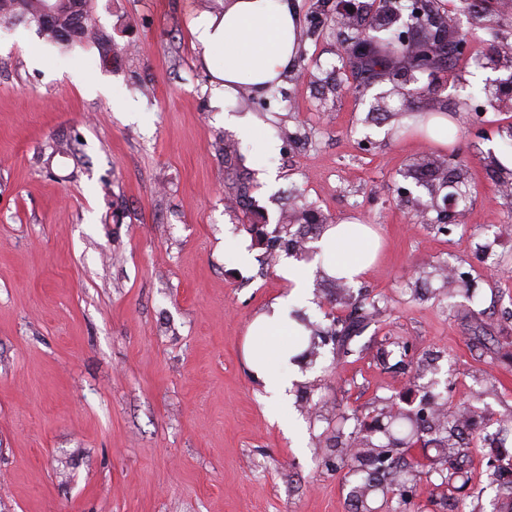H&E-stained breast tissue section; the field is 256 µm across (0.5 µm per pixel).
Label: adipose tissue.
<instances>
[{
    "instance_id": "1",
    "label": "adipose tissue",
    "mask_w": 512,
    "mask_h": 512,
    "mask_svg": "<svg viewBox=\"0 0 512 512\" xmlns=\"http://www.w3.org/2000/svg\"><path fill=\"white\" fill-rule=\"evenodd\" d=\"M192 34L213 77L212 105L221 110L240 92L259 96L281 81L297 55L301 22L294 0H225L222 14L193 20ZM376 241L369 225L335 224L316 246L332 258L327 273L352 282L373 261ZM283 308V303L273 304L253 319L243 345L249 372L274 400L283 398L300 374L295 358L305 334Z\"/></svg>"
}]
</instances>
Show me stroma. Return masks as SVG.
Returning a JSON list of instances; mask_svg holds the SVG:
<instances>
[{
  "label": "stroma",
  "mask_w": 512,
  "mask_h": 512,
  "mask_svg": "<svg viewBox=\"0 0 512 512\" xmlns=\"http://www.w3.org/2000/svg\"><path fill=\"white\" fill-rule=\"evenodd\" d=\"M301 47L283 81L249 106H211L212 76L191 32L199 0H92L114 41L53 44L30 65L35 27L0 25V512H354L340 450L390 404L481 408L461 473L434 459L408 501L381 512H493L512 499V442L490 466L487 441L512 422V195L489 157L512 155V111L488 108L491 70L422 74L452 113L442 154L469 190L441 230L428 190L405 177L433 154L416 131L372 112L382 85L355 96L340 0H296ZM458 32L512 45V11L470 17L437 0ZM101 89L87 90L81 75ZM116 90L134 112L112 107ZM248 121L243 138L225 115ZM78 156H52L58 139ZM236 142L255 208L277 220L310 206L328 223L377 233L373 266L351 291L376 303L350 356L319 344L288 401L267 400L242 346L252 319L292 281L225 201ZM315 255L303 311L347 324L319 287ZM453 267L469 292L450 293Z\"/></svg>",
  "instance_id": "obj_1"
}]
</instances>
